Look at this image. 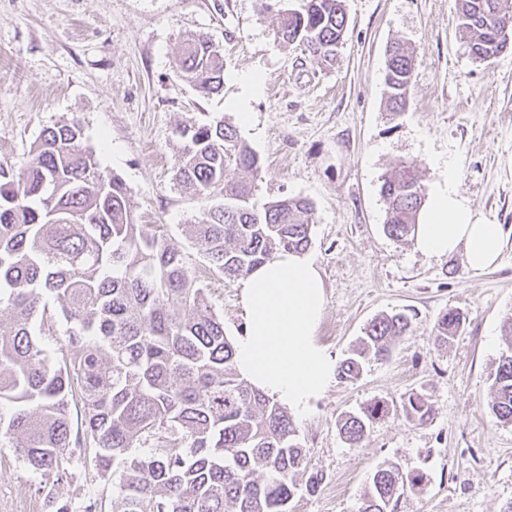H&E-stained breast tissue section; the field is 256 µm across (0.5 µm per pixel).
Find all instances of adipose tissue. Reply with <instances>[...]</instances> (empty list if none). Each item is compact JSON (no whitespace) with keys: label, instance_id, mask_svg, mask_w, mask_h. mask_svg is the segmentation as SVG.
<instances>
[{"label":"adipose tissue","instance_id":"obj_1","mask_svg":"<svg viewBox=\"0 0 512 512\" xmlns=\"http://www.w3.org/2000/svg\"><path fill=\"white\" fill-rule=\"evenodd\" d=\"M457 170L435 188L415 227V247L428 256L463 252L473 270L491 267L505 245L500 225L477 214L459 195ZM324 286L314 261L282 251L242 281L244 332L234 343L240 377L266 396L298 413L326 391L336 363L316 343Z\"/></svg>","mask_w":512,"mask_h":512}]
</instances>
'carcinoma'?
Masks as SVG:
<instances>
[{
  "label": "carcinoma",
  "mask_w": 512,
  "mask_h": 512,
  "mask_svg": "<svg viewBox=\"0 0 512 512\" xmlns=\"http://www.w3.org/2000/svg\"><path fill=\"white\" fill-rule=\"evenodd\" d=\"M464 46L474 60L512 51V0H456ZM347 29L343 0H307L279 15L277 35L326 63L336 61ZM389 110H404L414 56L387 50ZM179 74L200 92L224 88V57L204 35L184 43ZM185 144L174 179L201 198L224 203L186 225L196 252L228 279L283 250L311 244L309 200L260 203L258 156L221 118L179 130ZM74 116L45 129L16 172L0 167V438L52 484L76 481L75 456L92 453L97 472L120 474L112 512H289L299 490L326 480L296 441L285 407L254 390L234 366V347L184 254L132 218L127 188L83 144ZM384 231L403 241L415 230L425 187L409 163L383 179ZM416 313L371 321L337 376L357 379L382 361ZM463 315L436 319L435 341L457 335ZM507 350L488 374L491 410L512 423V315ZM81 404L76 430L71 404ZM407 416L431 419L430 399L409 394ZM388 413L375 401L339 416L337 427L360 447L367 427ZM142 452L135 453L133 449ZM420 474L393 464L373 472L362 512H393Z\"/></svg>",
  "instance_id": "cac0c4a2"
}]
</instances>
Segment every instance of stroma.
<instances>
[{
  "label": "stroma",
  "instance_id": "obj_1",
  "mask_svg": "<svg viewBox=\"0 0 512 512\" xmlns=\"http://www.w3.org/2000/svg\"><path fill=\"white\" fill-rule=\"evenodd\" d=\"M0 0V166L17 169L44 129L79 115L84 143L125 183L134 220L188 254L228 338L244 328L241 280L209 270L184 231L207 207L174 180L184 142L178 126L215 117L235 125L259 156V202L308 198L325 302L316 342L335 360L374 318L415 310L390 357L354 381L333 380L303 414L297 440L326 480L299 492L291 512H360L374 469L385 462L423 477L395 512H502L512 501V424L491 412L488 374L505 348L512 314V53L473 61L458 33L455 0H345L348 26L334 64L275 36L279 10L304 0ZM207 35L224 55V88L205 95L178 73L183 40ZM415 55L405 112L386 110V50ZM250 114L241 125L239 110ZM417 165L426 191L457 169V189L507 240L497 263L469 269L463 253L427 256L384 231V176ZM457 309L460 332L436 345L438 315ZM426 394L429 423L402 403ZM388 416L361 447L336 420L372 400ZM118 476L83 471L51 485L0 444V512H51L50 497L99 496L111 512Z\"/></svg>",
  "mask_w": 512,
  "mask_h": 512
}]
</instances>
